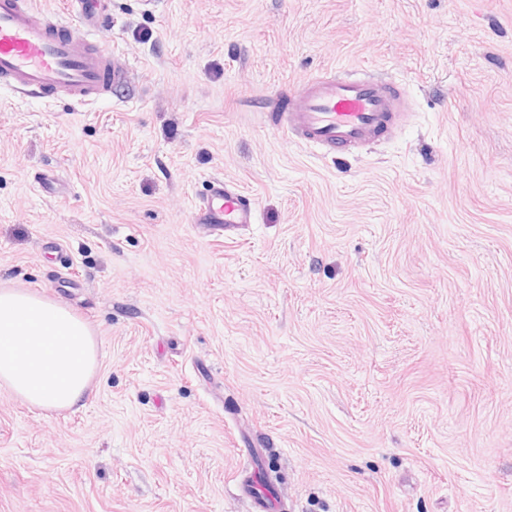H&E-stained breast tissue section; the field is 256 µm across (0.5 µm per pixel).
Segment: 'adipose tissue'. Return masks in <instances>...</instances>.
<instances>
[{
    "label": "adipose tissue",
    "instance_id": "1",
    "mask_svg": "<svg viewBox=\"0 0 512 512\" xmlns=\"http://www.w3.org/2000/svg\"><path fill=\"white\" fill-rule=\"evenodd\" d=\"M98 348L88 324L37 292L0 289V387L42 410L79 411Z\"/></svg>",
    "mask_w": 512,
    "mask_h": 512
}]
</instances>
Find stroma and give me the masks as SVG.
Segmentation results:
<instances>
[{
    "instance_id": "35a3bbf8",
    "label": "stroma",
    "mask_w": 512,
    "mask_h": 512,
    "mask_svg": "<svg viewBox=\"0 0 512 512\" xmlns=\"http://www.w3.org/2000/svg\"><path fill=\"white\" fill-rule=\"evenodd\" d=\"M102 42L122 99L0 89V288L99 348L77 412L0 388V512H253L258 464L281 512H512V0H112ZM339 69L413 112L320 156L269 116ZM194 223L207 225L211 236L225 239V232L254 224V199L236 184L218 179L193 209Z\"/></svg>"
}]
</instances>
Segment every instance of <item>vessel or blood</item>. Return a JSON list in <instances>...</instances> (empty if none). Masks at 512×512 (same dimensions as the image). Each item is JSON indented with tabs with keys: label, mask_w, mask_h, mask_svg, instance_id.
<instances>
[{
	"label": "vessel or blood",
	"mask_w": 512,
	"mask_h": 512,
	"mask_svg": "<svg viewBox=\"0 0 512 512\" xmlns=\"http://www.w3.org/2000/svg\"><path fill=\"white\" fill-rule=\"evenodd\" d=\"M81 27L72 33L36 0H0V83L23 95L83 105L111 99L129 73L99 35L108 27L106 0H68ZM273 125L329 154L366 146L397 127L406 110L403 90L369 71L305 81L280 96ZM210 234L254 223L255 204L239 186L216 180L193 209Z\"/></svg>",
	"instance_id": "obj_1"
}]
</instances>
